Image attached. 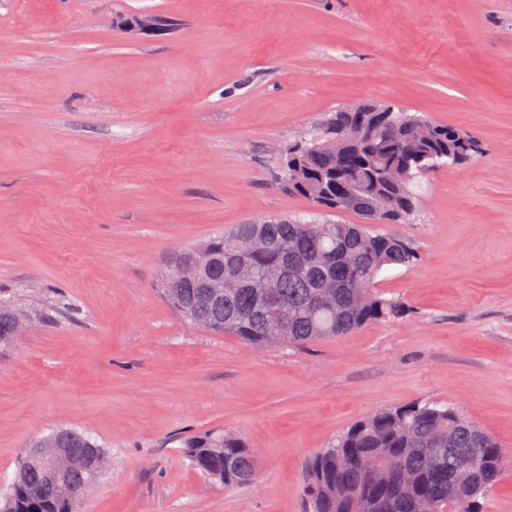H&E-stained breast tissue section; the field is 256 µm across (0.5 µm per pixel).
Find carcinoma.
I'll return each mask as SVG.
<instances>
[{
  "label": "carcinoma",
  "mask_w": 512,
  "mask_h": 512,
  "mask_svg": "<svg viewBox=\"0 0 512 512\" xmlns=\"http://www.w3.org/2000/svg\"><path fill=\"white\" fill-rule=\"evenodd\" d=\"M483 153L480 139L460 127L375 101L330 112L309 139L275 151L276 184L315 203L306 220L272 215L176 248L163 264L159 292L189 324L236 337L247 347L305 345L341 338L406 313L376 290L379 273L411 268L418 255L404 237L372 229L407 224L417 213L414 180L448 162ZM349 211L364 219L327 218ZM302 272L279 274L289 260ZM205 282L224 284L216 302ZM28 315L0 303V352L17 340ZM68 455L89 454L96 465L51 473L37 457H23L0 512H79L104 472V446L82 431L51 432ZM184 456L209 480H248L257 456L237 434L213 430L181 439ZM512 467L488 434L445 404L409 403L381 409L353 424L335 443L310 457L302 471L308 512H480L486 493Z\"/></svg>",
  "instance_id": "obj_1"
}]
</instances>
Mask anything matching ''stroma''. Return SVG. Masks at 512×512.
Wrapping results in <instances>:
<instances>
[{
    "instance_id": "35a3bbf8",
    "label": "stroma",
    "mask_w": 512,
    "mask_h": 512,
    "mask_svg": "<svg viewBox=\"0 0 512 512\" xmlns=\"http://www.w3.org/2000/svg\"><path fill=\"white\" fill-rule=\"evenodd\" d=\"M366 100L484 148L389 227L419 257L376 286L408 315L262 350L184 323L170 251L312 211L272 188L269 149ZM1 297L30 323L0 355V492L66 427L110 453L81 512H305L306 461L412 402L512 450V0H0ZM56 300L71 317L40 318ZM216 429L257 451L247 484L184 458Z\"/></svg>"
}]
</instances>
